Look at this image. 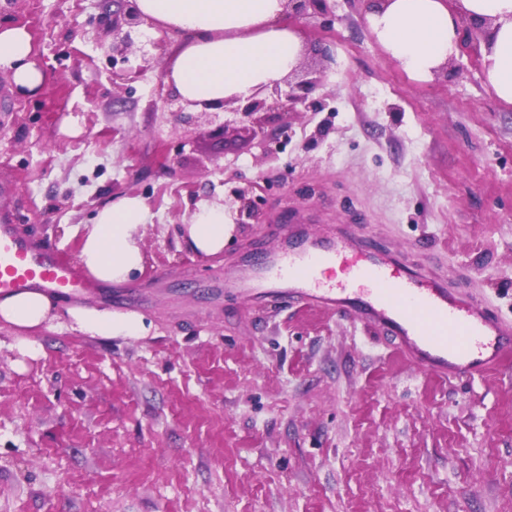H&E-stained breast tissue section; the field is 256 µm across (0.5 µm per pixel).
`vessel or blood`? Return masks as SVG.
<instances>
[{
    "label": "vessel or blood",
    "instance_id": "vessel-or-blood-1",
    "mask_svg": "<svg viewBox=\"0 0 512 512\" xmlns=\"http://www.w3.org/2000/svg\"><path fill=\"white\" fill-rule=\"evenodd\" d=\"M330 262L349 268L347 284L321 283L318 269ZM230 286L254 303L277 296L319 309L357 312L394 336L404 354L435 376L473 377L512 358L511 327L493 319L480 302L462 300L436 277L368 246L354 226L335 237L315 231L261 264H240ZM34 289L60 297L101 293L99 283L59 251L1 219L0 296Z\"/></svg>",
    "mask_w": 512,
    "mask_h": 512
}]
</instances>
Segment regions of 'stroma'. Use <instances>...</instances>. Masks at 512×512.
<instances>
[{"mask_svg": "<svg viewBox=\"0 0 512 512\" xmlns=\"http://www.w3.org/2000/svg\"><path fill=\"white\" fill-rule=\"evenodd\" d=\"M366 0L293 19L320 65L324 108L289 117L287 144L174 129L164 57L138 39L113 85L99 0H18L46 78L0 72V218L78 261L99 209L147 207L143 269L109 297L63 298L17 347L0 321V512H512V369L443 379L351 314L225 286L228 267L281 249L269 224L367 225L512 327V105L462 35L447 72L411 79L371 35ZM236 187L260 223L217 256L180 229ZM141 318L91 335L68 313Z\"/></svg>", "mask_w": 512, "mask_h": 512, "instance_id": "obj_1", "label": "stroma"}]
</instances>
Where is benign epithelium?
<instances>
[{"mask_svg": "<svg viewBox=\"0 0 512 512\" xmlns=\"http://www.w3.org/2000/svg\"><path fill=\"white\" fill-rule=\"evenodd\" d=\"M328 0H287L288 15L305 17L311 13H321L327 10ZM143 23L141 14L136 7V0H102V13L100 16V30L112 36V43H100L108 57L112 58V65L124 62L127 52L135 43L137 28ZM292 72L282 82L271 88L256 91L246 101L234 99L224 101L219 105L203 104L201 114L209 117L208 123L212 128L208 130L213 138H225L228 134L230 122L224 120L216 122L218 111L231 110L235 116L233 122L241 123L242 129L251 139L264 143L276 136L278 139L288 140L291 126L285 117L292 112H319L323 102L310 97L313 88L321 81V74L315 69L304 71V78L295 82ZM170 101L178 104L173 112L175 120L185 126L197 123L198 116L189 111L192 103L181 100L177 95H170ZM235 201L239 202L238 218L236 223H259L260 208L255 199L248 196V190L237 188L233 191Z\"/></svg>", "mask_w": 512, "mask_h": 512, "instance_id": "7a95c632", "label": "benign epithelium"}]
</instances>
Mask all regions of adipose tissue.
I'll use <instances>...</instances> for the list:
<instances>
[{
    "instance_id": "obj_1",
    "label": "adipose tissue",
    "mask_w": 512,
    "mask_h": 512,
    "mask_svg": "<svg viewBox=\"0 0 512 512\" xmlns=\"http://www.w3.org/2000/svg\"><path fill=\"white\" fill-rule=\"evenodd\" d=\"M145 21L143 33L174 34L166 82L183 100L219 103L246 99L257 89L281 82L297 68L304 46L286 21L285 0H136ZM489 22L492 35L482 48L486 79L495 95L512 104V0H370L366 21L385 51L417 80L458 52L462 19ZM9 71L22 94H39L45 74L32 57L24 27L0 25V70ZM147 208L134 196L102 207L80 250L84 270L102 282L121 284L143 268L135 230ZM223 206H202L181 229L187 248L215 255L224 249ZM74 315L93 335L138 336L144 325L135 316L95 309ZM52 298L40 290L0 298V320L22 330L20 350L38 353L29 331L54 318Z\"/></svg>"
}]
</instances>
